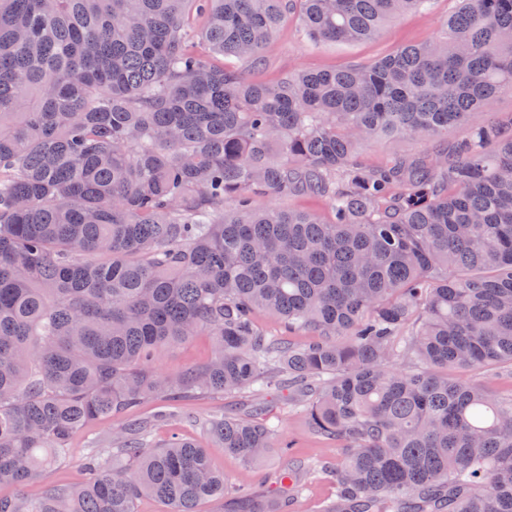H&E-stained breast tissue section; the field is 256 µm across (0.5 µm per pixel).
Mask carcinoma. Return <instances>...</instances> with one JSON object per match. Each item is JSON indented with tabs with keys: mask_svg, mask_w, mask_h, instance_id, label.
<instances>
[{
	"mask_svg": "<svg viewBox=\"0 0 512 512\" xmlns=\"http://www.w3.org/2000/svg\"><path fill=\"white\" fill-rule=\"evenodd\" d=\"M0 0V484L19 489L102 416L85 479L0 512H198L231 490L280 512L330 475L322 512H512V396L448 369L512 365V120L452 150L358 161L371 141L448 138L512 93V0H458L444 36L369 65L247 80L296 11L311 41L358 42L430 0ZM202 41L209 53L194 49ZM323 199L331 218L272 201ZM266 198L271 204L257 207ZM267 313L315 338L269 336ZM206 332L178 377L154 352ZM401 357L410 370L396 368ZM249 391L303 407L336 465L230 486L208 449L150 437L148 401ZM272 415L204 419L244 466Z\"/></svg>",
	"mask_w": 512,
	"mask_h": 512,
	"instance_id": "carcinoma-1",
	"label": "carcinoma"
}]
</instances>
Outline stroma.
Wrapping results in <instances>:
<instances>
[{"instance_id": "obj_1", "label": "stroma", "mask_w": 512, "mask_h": 512, "mask_svg": "<svg viewBox=\"0 0 512 512\" xmlns=\"http://www.w3.org/2000/svg\"><path fill=\"white\" fill-rule=\"evenodd\" d=\"M455 5V0H433L430 14L399 15L388 22L378 38L355 43L310 42L301 36L299 22L292 17L263 48L260 64L238 59L234 65L245 78L266 83L278 81L291 71L361 66L387 56L400 45L419 43L440 35L441 22L454 11ZM426 150V144L416 140L379 139L361 147L358 157L367 166L380 167L393 156L415 158L423 155ZM211 347V337L202 333L184 342L156 350L151 367L154 372L163 375H180L206 362L211 354ZM262 407V400L248 393L179 398L175 401V408L182 414L183 421L175 432L181 438L208 447L214 468L224 473L229 481H244L258 490L266 487L269 474L283 466L315 458L333 463L342 456L343 448L339 443L314 435L309 429L305 414L301 409L292 407L281 412L280 431L288 440V447L271 449L267 457L251 469H243L238 459L225 454L223 449L211 446L207 433L201 426L202 420L208 415L217 410L237 414L257 411ZM112 424V419L102 418L95 421L90 429L75 433L66 461L44 469L40 478L26 487V494L35 498L52 486H73L81 483L82 463L90 451L91 439L107 435L112 430Z\"/></svg>"}]
</instances>
